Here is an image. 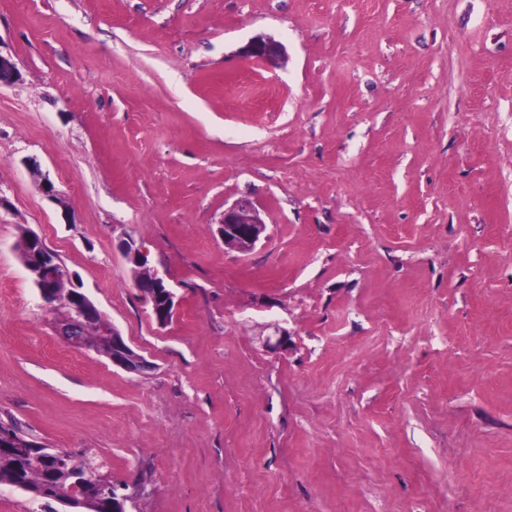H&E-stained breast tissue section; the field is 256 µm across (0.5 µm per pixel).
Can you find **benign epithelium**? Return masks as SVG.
Listing matches in <instances>:
<instances>
[{
  "label": "benign epithelium",
  "instance_id": "benign-epithelium-1",
  "mask_svg": "<svg viewBox=\"0 0 512 512\" xmlns=\"http://www.w3.org/2000/svg\"><path fill=\"white\" fill-rule=\"evenodd\" d=\"M242 54L246 58H256L275 67L285 56V48L271 38L258 37L242 47ZM19 78L20 71L16 63L0 55V86L12 84ZM23 164L27 169L36 171V175L40 177L41 189L45 194L49 196L55 194L53 182L48 174L41 171L36 158L29 157L23 161ZM265 231V223L253 202L248 198H243L224 209L220 219L219 234L224 240V246L242 254L251 252L264 237ZM119 249L135 266L136 287L139 289L146 287L151 292V297L162 300V303L155 307V318L159 324H167L169 317L175 311V292L166 286L163 278L156 272L153 273V279L150 282L142 284L140 272L146 268V261L134 239L122 240ZM21 259L33 284L39 290L40 298L46 300L52 297L55 287L67 286L65 300L56 302L53 310L57 314L55 329L69 344L95 352L99 351L100 347L110 344L112 355L109 359L112 365L135 374H141L149 369L148 361L125 342L114 324L104 316L86 292L76 285L74 273L60 263L57 255L46 246L38 234L28 233ZM88 324L99 326L97 335L91 336L86 333L85 326ZM34 459L44 461L56 468H66L70 472L73 487L79 491V494L73 493L68 499L57 500V503L63 507L62 512H72V509L77 506L90 505L93 490L104 488L96 474L76 467V460L68 450L43 448L34 454Z\"/></svg>",
  "mask_w": 512,
  "mask_h": 512
}]
</instances>
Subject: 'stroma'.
I'll list each match as a JSON object with an SVG mask.
<instances>
[{
    "instance_id": "stroma-1",
    "label": "stroma",
    "mask_w": 512,
    "mask_h": 512,
    "mask_svg": "<svg viewBox=\"0 0 512 512\" xmlns=\"http://www.w3.org/2000/svg\"><path fill=\"white\" fill-rule=\"evenodd\" d=\"M0 55V423L130 512H512V0H0ZM25 229L149 371L57 334ZM246 58H256L265 62L268 66L275 67L285 56V48L274 39L258 37L253 39L241 50ZM219 234L224 246L242 254L251 252L266 231L253 202L248 198L240 199L224 210L220 219ZM119 249L124 257L131 263L134 264L135 269V285L140 290L142 288V282L140 280V272L146 269V261L143 259L142 254H145L141 248L136 246V242L132 238L124 239L119 244ZM146 288L151 292V298L159 297L162 303L155 307V318L159 324L164 325L169 322V317L175 311V298L176 294L173 289L166 286L162 277L157 272L153 271V279L146 284Z\"/></svg>"
}]
</instances>
